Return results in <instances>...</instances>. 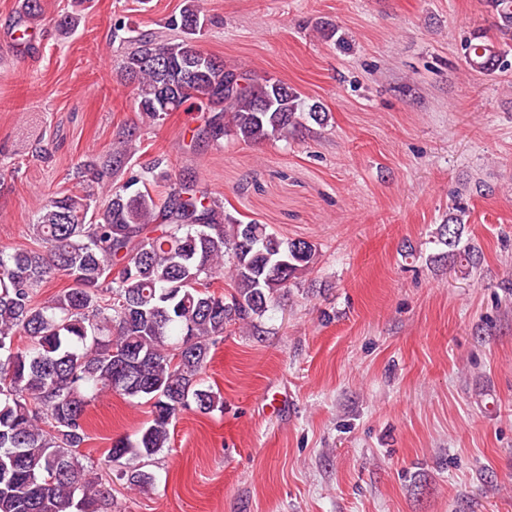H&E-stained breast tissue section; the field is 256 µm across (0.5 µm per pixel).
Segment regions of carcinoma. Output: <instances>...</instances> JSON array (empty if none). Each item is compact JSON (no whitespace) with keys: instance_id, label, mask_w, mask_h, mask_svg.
Masks as SVG:
<instances>
[{"instance_id":"carcinoma-1","label":"carcinoma","mask_w":512,"mask_h":512,"mask_svg":"<svg viewBox=\"0 0 512 512\" xmlns=\"http://www.w3.org/2000/svg\"><path fill=\"white\" fill-rule=\"evenodd\" d=\"M497 16L491 40L472 33L461 45L465 63L486 74L512 68V0H487ZM42 16L40 0H24L17 25ZM211 24L201 0H184L165 28L169 39L140 36L122 60L142 121L161 126L189 101L207 110L203 135L260 143L288 138L326 112L287 83L241 72L204 52ZM134 127L109 159L78 167L84 191L42 204L32 224L42 248L0 247V512H107L110 493L89 477L75 449L85 441V413L99 394L118 391L150 403L152 418L135 439L120 437L107 463L129 487L153 483L140 461L169 446L172 419L195 405L223 407L202 387L212 347L235 323L254 326L274 295L312 270L317 246L280 237L264 224H244L193 181L161 197L158 178L172 179L159 157L109 192L94 219V188L109 186L137 151ZM468 205L455 201L438 225L439 258L467 270L481 255L462 244ZM229 268V296L211 291ZM57 272L71 286L43 302L37 288ZM28 338L24 349L15 337Z\"/></svg>"}]
</instances>
